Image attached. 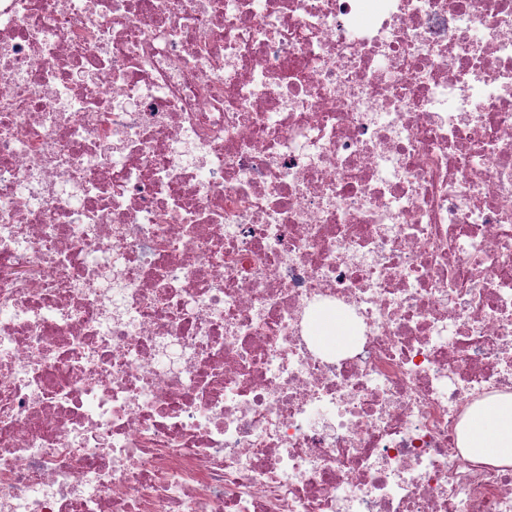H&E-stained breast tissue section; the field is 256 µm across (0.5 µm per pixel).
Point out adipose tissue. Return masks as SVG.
<instances>
[{
	"mask_svg": "<svg viewBox=\"0 0 512 512\" xmlns=\"http://www.w3.org/2000/svg\"><path fill=\"white\" fill-rule=\"evenodd\" d=\"M460 445L473 461L512 465V394L486 399L469 416Z\"/></svg>",
	"mask_w": 512,
	"mask_h": 512,
	"instance_id": "obj_1",
	"label": "adipose tissue"
}]
</instances>
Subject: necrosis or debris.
<instances>
[{
	"instance_id": "necrosis-or-debris-1",
	"label": "necrosis or debris",
	"mask_w": 512,
	"mask_h": 512,
	"mask_svg": "<svg viewBox=\"0 0 512 512\" xmlns=\"http://www.w3.org/2000/svg\"><path fill=\"white\" fill-rule=\"evenodd\" d=\"M496 394L512 0H0V512H512ZM320 329L323 335L316 337L329 344H335L336 350L345 348L352 338L348 320L341 312H336L335 317L323 322ZM460 447L476 462L512 465V394L486 399L460 433Z\"/></svg>"
}]
</instances>
